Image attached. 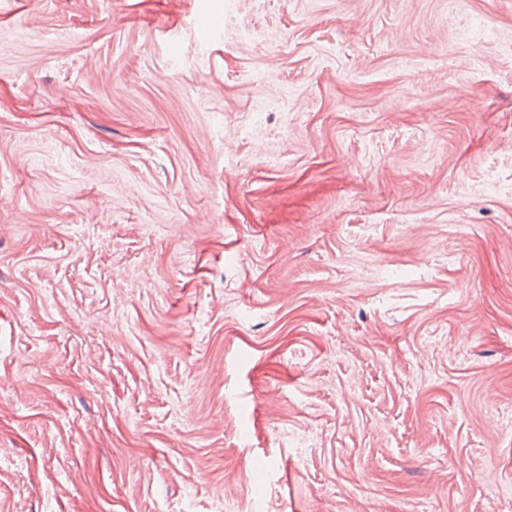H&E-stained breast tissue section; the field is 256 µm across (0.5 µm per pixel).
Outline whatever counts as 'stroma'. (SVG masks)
Masks as SVG:
<instances>
[{
    "instance_id": "35a3bbf8",
    "label": "stroma",
    "mask_w": 512,
    "mask_h": 512,
    "mask_svg": "<svg viewBox=\"0 0 512 512\" xmlns=\"http://www.w3.org/2000/svg\"><path fill=\"white\" fill-rule=\"evenodd\" d=\"M512 0H0V512H512Z\"/></svg>"
}]
</instances>
